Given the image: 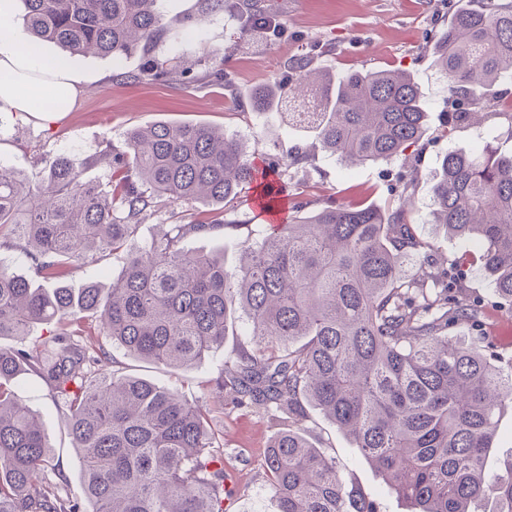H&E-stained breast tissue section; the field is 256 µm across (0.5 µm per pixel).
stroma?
I'll return each instance as SVG.
<instances>
[{"instance_id": "obj_1", "label": "stroma", "mask_w": 512, "mask_h": 512, "mask_svg": "<svg viewBox=\"0 0 512 512\" xmlns=\"http://www.w3.org/2000/svg\"><path fill=\"white\" fill-rule=\"evenodd\" d=\"M275 16L280 37L246 27L239 16L220 13L209 17L193 36L182 38L186 64L194 69L224 68L232 87L205 86L185 80L170 82L118 80L123 71L138 70L141 54L111 58L74 55L68 64L89 79L75 97L70 111L45 120L35 112H0V163L34 175L46 159L59 153L90 154L106 145L123 148L130 130L157 122L207 124L237 135L248 146L258 166L295 148L308 146L313 134L307 126L278 112L241 111L237 100L253 85L284 74L292 55L310 52L318 63L336 72L364 69H401L418 82L429 107L426 132L418 143L388 163L343 167L319 151L307 164L291 169L290 193L316 210L326 200H365L384 207L409 197L415 214L416 235L429 243L434 258L463 259L459 286L465 300L477 304L484 343L503 359H512V303L494 294L478 260V243H462L426 221L434 178L442 158L456 148L483 151L497 148L512 153V140L494 136L489 125H454L448 110V89L432 65L428 46L446 24L460 0H266ZM417 179H409L410 169ZM210 207L199 203L178 205L140 224L137 238L150 243L161 236L164 225L209 219ZM225 220L232 226L215 237H190L186 249L220 252L226 270H235L242 258L246 234L262 217L253 201L228 207ZM125 267L124 253L106 254L100 261L65 273L63 282L79 288L90 282L110 284ZM246 324L235 317L222 349L193 365L171 370L122 351H114L122 371L149 379L176 391L189 404L209 409L217 440L224 448V472L231 487L224 496V512H277V502L264 470L267 445L279 425L270 417L211 398V383L224 367V352L244 340ZM14 386L38 417L52 449L50 478H65L73 496L81 494L78 453L73 446L61 409L45 383L35 375L17 377ZM305 425L317 447L334 456L344 480L374 501L378 512H410L379 476L374 466L354 448L321 411L309 409Z\"/></svg>"}]
</instances>
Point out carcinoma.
I'll list each match as a JSON object with an SVG mask.
<instances>
[{"mask_svg":"<svg viewBox=\"0 0 512 512\" xmlns=\"http://www.w3.org/2000/svg\"><path fill=\"white\" fill-rule=\"evenodd\" d=\"M23 25L36 40L71 55L116 62L166 35L162 0H22ZM235 11L265 14L262 0H201L182 26ZM432 64L449 97L489 100L512 77V3L460 6L434 37ZM178 54L149 57L134 79L168 81ZM288 75L252 88L254 112L312 104L314 147L346 167L390 161L417 143L428 106L419 84L396 70L330 73L307 55ZM112 186L83 179L86 161L59 155L32 179L0 164V249L20 248L32 275L0 268V337L26 336L55 320L95 319L97 335L125 354L186 368L224 345L228 317L240 311L249 342L214 380L224 391L283 423L265 466L278 512H377L342 479L336 458L304 432L305 405L321 409L416 512H512V473L486 470L501 412L512 409V361L481 337L449 335L478 326L455 276L459 261L437 265L413 232L409 202L395 208L296 202L288 222L250 230L234 272L218 253L179 243L232 223L169 224L148 246L138 226L174 205L222 208L258 183L266 208L286 190L288 171L309 159L295 150L254 168L244 143L202 124L157 123L111 149ZM431 223L481 243L494 292L512 304V155L449 151L432 187ZM127 264L109 287H43L107 251ZM419 257L415 275L402 259ZM107 357L83 330L43 349L0 346V512H79L51 480V448L41 425L8 383L30 371L50 388L79 452L82 494L92 512H223L224 457L207 410L148 379L96 370Z\"/></svg>","mask_w":512,"mask_h":512,"instance_id":"1","label":"carcinoma"}]
</instances>
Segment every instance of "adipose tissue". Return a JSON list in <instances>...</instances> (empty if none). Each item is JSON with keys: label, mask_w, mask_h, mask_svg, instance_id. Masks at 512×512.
Here are the masks:
<instances>
[{"label": "adipose tissue", "mask_w": 512, "mask_h": 512, "mask_svg": "<svg viewBox=\"0 0 512 512\" xmlns=\"http://www.w3.org/2000/svg\"><path fill=\"white\" fill-rule=\"evenodd\" d=\"M13 0H0V109L40 112L53 119L60 107L55 100L33 101L36 89L64 88L75 95L83 78L69 67L23 48L24 37L11 24Z\"/></svg>", "instance_id": "1"}]
</instances>
